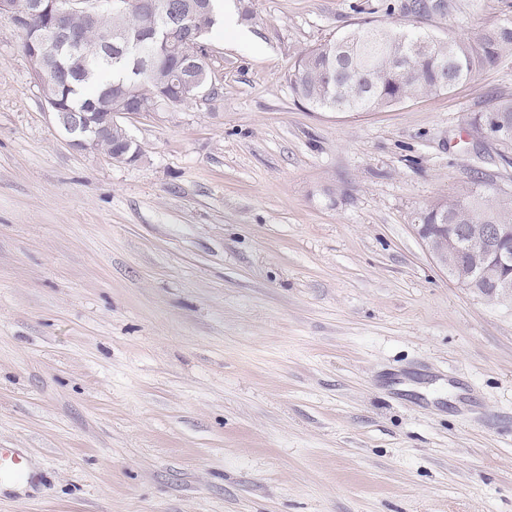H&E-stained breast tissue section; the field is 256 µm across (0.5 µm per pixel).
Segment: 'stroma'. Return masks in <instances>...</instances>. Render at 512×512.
I'll return each mask as SVG.
<instances>
[{"label": "stroma", "instance_id": "35a3bbf8", "mask_svg": "<svg viewBox=\"0 0 512 512\" xmlns=\"http://www.w3.org/2000/svg\"><path fill=\"white\" fill-rule=\"evenodd\" d=\"M405 0H241L220 97L72 149L0 19V512H512V307L450 281L417 214L512 184L473 127L512 56L447 92L313 112L288 70ZM474 38L512 0H446ZM28 479L25 460L20 455L0 449V484H18Z\"/></svg>", "mask_w": 512, "mask_h": 512}]
</instances>
